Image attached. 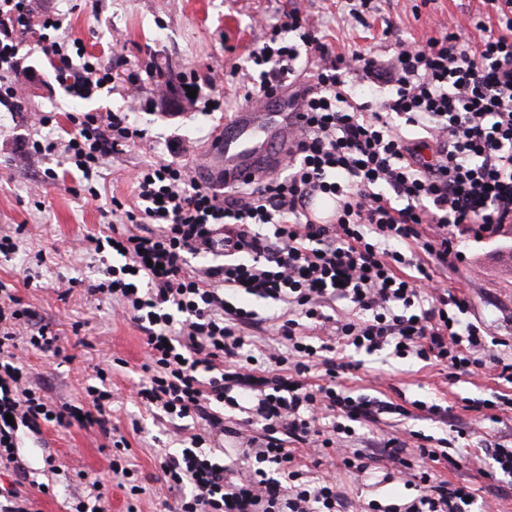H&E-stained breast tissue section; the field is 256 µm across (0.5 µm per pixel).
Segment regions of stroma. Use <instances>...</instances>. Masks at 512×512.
<instances>
[{"instance_id": "35a3bbf8", "label": "stroma", "mask_w": 512, "mask_h": 512, "mask_svg": "<svg viewBox=\"0 0 512 512\" xmlns=\"http://www.w3.org/2000/svg\"><path fill=\"white\" fill-rule=\"evenodd\" d=\"M300 7L310 23L325 35L336 51L391 55L400 43L422 42L434 36L448 19L480 9L479 0H373L367 26L355 25L349 0H34L36 12H59L65 35L81 38L87 54L110 63L111 87L75 95L55 79L50 60L23 46L14 76L24 88L18 107L0 106V235L11 234L17 247L0 255V284L12 288L59 336V353L32 349L18 352L32 386L41 387L55 405H80L85 389L94 384L95 368L105 369L112 390V425L129 442V460L143 478L147 491L138 512H165L153 490L159 476V450L180 452L179 435L154 419L135 396L134 384L144 361L142 333L116 320L112 306L92 296L90 289L102 276L99 255L88 237L106 234L112 217V197H131L132 174L147 164L177 159L188 163L200 181L208 173L201 160L211 132L246 108L245 89L233 68L249 70V53L265 39L270 27L291 7ZM214 79L206 98L220 99L219 109L193 105L155 92L158 78L172 81L188 76ZM142 84L144 102L135 112L148 137L108 159L96 182L98 198L81 193V172L69 171L64 158L31 159L26 143L69 129V114L126 109L131 80ZM56 114V127L35 122L39 112ZM55 180H48L46 168ZM41 190L42 207H35L32 187ZM24 234H16L17 225ZM466 272L449 275L446 285L471 303L472 315L487 319L512 313V224L497 235L467 237L460 245ZM125 366H118L116 358ZM358 394L397 401L440 399L451 409L447 423L422 416L389 415L380 428L416 430L434 437L462 433L455 446L479 452L486 436L512 441V411L502 422L473 418L462 408L463 398H489L495 392L512 395V385L490 374L466 376L451 384L437 367L384 353L366 357L361 369L347 381ZM20 457L31 479L48 484V494H35L32 512H67L68 505L86 499L94 480L108 495L107 512H127V495L108 473L112 445L98 429L46 426L41 433H24ZM54 456V468L44 464Z\"/></svg>"}]
</instances>
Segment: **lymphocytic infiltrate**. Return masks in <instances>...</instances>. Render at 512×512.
<instances>
[{
    "instance_id": "lymphocytic-infiltrate-1",
    "label": "lymphocytic infiltrate",
    "mask_w": 512,
    "mask_h": 512,
    "mask_svg": "<svg viewBox=\"0 0 512 512\" xmlns=\"http://www.w3.org/2000/svg\"><path fill=\"white\" fill-rule=\"evenodd\" d=\"M33 0H0V105L15 107L10 79L25 35L52 58L73 93L106 87L112 66L70 52L62 22L33 17ZM425 44L381 59L333 52L300 9L284 14L249 59L262 98L280 84L300 113L281 168L231 190L202 185L186 164H148L134 198H112L105 265L91 292L144 335L137 396L168 423L189 422L190 444L158 453L160 482L173 512H345L337 474L314 475L336 460L338 473L365 484L372 471L413 489L399 504L369 500L365 512H468L478 490L451 481L465 455L448 439L416 431L376 447H347L385 414L405 407L353 395L347 375L362 355L388 350L441 366L448 381L493 369L512 384V318L469 319L466 297L443 277L458 273L460 242L512 223V0H481ZM388 86L379 104L357 101L355 81ZM65 137L33 141L29 155L63 153L91 180L106 160L147 136L129 113L71 115ZM335 198L316 224L309 202ZM240 297L268 302L274 344L256 348L259 312ZM346 312L333 313L336 303ZM59 338L9 291L0 292V512H27L28 472L17 455L21 431L43 424L108 432L112 392L86 389V406L51 404L27 383L16 351L57 352ZM239 411L227 422L225 409ZM234 437L236 464L217 443Z\"/></svg>"
}]
</instances>
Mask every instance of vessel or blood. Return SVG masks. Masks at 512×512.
Returning a JSON list of instances; mask_svg holds the SVG:
<instances>
[{"mask_svg":"<svg viewBox=\"0 0 512 512\" xmlns=\"http://www.w3.org/2000/svg\"><path fill=\"white\" fill-rule=\"evenodd\" d=\"M284 106L276 112L261 108L241 110L213 133L208 158L212 181L233 188L254 181L279 167L281 148L299 122L287 94H280Z\"/></svg>","mask_w":512,"mask_h":512,"instance_id":"b4317fda","label":"vessel or blood"}]
</instances>
